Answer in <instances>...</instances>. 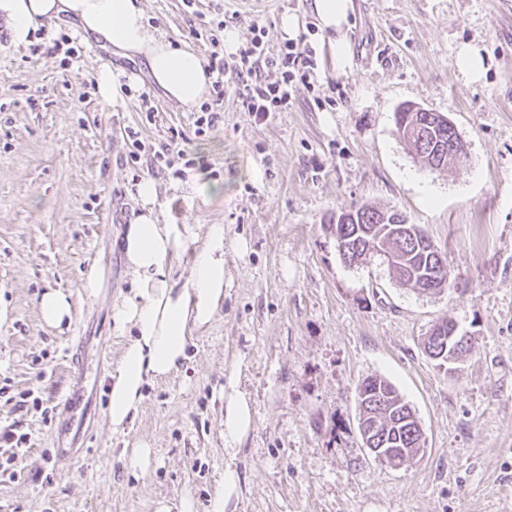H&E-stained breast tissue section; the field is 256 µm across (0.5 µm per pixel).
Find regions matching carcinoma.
Returning a JSON list of instances; mask_svg holds the SVG:
<instances>
[{
  "mask_svg": "<svg viewBox=\"0 0 512 512\" xmlns=\"http://www.w3.org/2000/svg\"><path fill=\"white\" fill-rule=\"evenodd\" d=\"M415 124L421 129L412 133V137H407L405 131L398 132L399 137L412 145L423 166H440L442 157L438 153L448 142V128L436 126L435 118L427 112L417 117ZM355 214L357 223L348 225L343 232L352 254L363 252L368 244L376 243L383 252L395 258L401 283L418 290L432 287L437 293L450 287L448 271L441 270L435 253L420 240L398 234L394 224L378 223L375 219L378 209L372 206L361 205L355 208ZM358 409L379 420L377 446L401 448L412 456L424 447L420 421L387 378L373 376L362 382L358 390Z\"/></svg>",
  "mask_w": 512,
  "mask_h": 512,
  "instance_id": "obj_1",
  "label": "carcinoma"
}]
</instances>
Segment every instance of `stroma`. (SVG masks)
Here are the masks:
<instances>
[{
    "label": "stroma",
    "instance_id": "stroma-1",
    "mask_svg": "<svg viewBox=\"0 0 512 512\" xmlns=\"http://www.w3.org/2000/svg\"><path fill=\"white\" fill-rule=\"evenodd\" d=\"M354 4L340 69L313 44L308 0H144L150 31L224 57V94L207 101L217 120L202 131L201 109L168 101L142 60L64 23L16 45L0 22V380L14 395L0 398V427L30 437L17 474L0 471V512H156L162 502L179 512L187 495L210 512L228 468L239 496L227 512H512V0ZM287 14L299 18L294 42L311 53L314 81L256 123L233 70L258 35L266 58L254 69L280 80L266 60L287 41ZM219 24L234 48L212 44ZM464 42L483 50L480 82L455 65ZM103 68L129 77L122 101L99 96ZM406 103L455 125L466 152L447 170L423 168L397 138ZM145 177L184 233L171 277L187 276L209 225H223L224 300L179 372L147 383L116 432L107 374L127 334L112 307L131 288L121 242ZM364 204L421 226L451 288L419 293L377 257L346 265L325 220ZM48 288L72 296L69 331L39 318ZM443 317L474 344L448 371L423 349ZM373 375L424 429V453L397 469L362 446L357 389ZM229 386L252 407L233 447L222 436ZM26 390L50 416L19 405ZM74 394L85 414L68 430L57 408ZM58 432L69 459L55 456ZM143 443L153 454L141 471L125 451Z\"/></svg>",
    "mask_w": 512,
    "mask_h": 512
}]
</instances>
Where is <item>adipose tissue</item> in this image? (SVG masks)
<instances>
[{
    "instance_id": "adipose-tissue-1",
    "label": "adipose tissue",
    "mask_w": 512,
    "mask_h": 512,
    "mask_svg": "<svg viewBox=\"0 0 512 512\" xmlns=\"http://www.w3.org/2000/svg\"><path fill=\"white\" fill-rule=\"evenodd\" d=\"M320 37L326 38L337 66L349 53L345 31L354 12L353 0H309ZM65 16L85 31L128 57H143L154 83L182 108L199 107L210 96L212 77L198 52L189 45L173 46L151 32L141 0H0L14 43L26 41L44 21ZM140 211L124 235L125 258L133 288L112 310L117 326L132 329L117 364L109 374L108 418L113 431L123 430L143 400L142 388L178 372L194 331L207 326L224 298V227L210 225L189 275L182 281L169 272L183 248L177 225L162 223L159 188L154 179L136 186ZM44 325L62 331L75 319L69 294L50 288L38 301ZM252 426L247 395L233 390L224 396L225 439L241 442Z\"/></svg>"
}]
</instances>
